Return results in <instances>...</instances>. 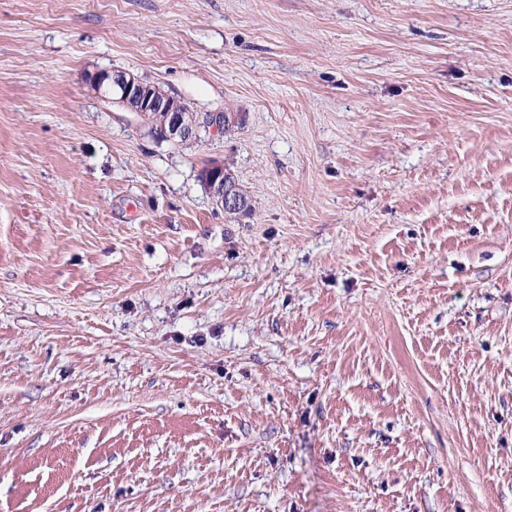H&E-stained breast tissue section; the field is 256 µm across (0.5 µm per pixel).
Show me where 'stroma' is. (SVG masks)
Here are the masks:
<instances>
[{
	"label": "stroma",
	"mask_w": 512,
	"mask_h": 512,
	"mask_svg": "<svg viewBox=\"0 0 512 512\" xmlns=\"http://www.w3.org/2000/svg\"><path fill=\"white\" fill-rule=\"evenodd\" d=\"M0 512H512V0H0ZM92 90L105 102L117 104L140 116L151 114L155 133L162 139L183 142L200 139L206 129L210 134H229L242 122L233 112H197L181 98L167 93L157 85H149L138 77L122 72L96 71L87 77ZM240 121V122H239ZM228 172V178L236 182L230 171L224 168V164L218 162H214L203 169L200 178L205 188L212 195L216 205L224 209L225 213L236 212L241 214L245 210V205L235 187L231 186L225 178Z\"/></svg>",
	"instance_id": "1"
}]
</instances>
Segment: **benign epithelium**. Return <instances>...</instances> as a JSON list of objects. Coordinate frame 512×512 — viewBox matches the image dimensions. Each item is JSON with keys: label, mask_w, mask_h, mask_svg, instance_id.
Instances as JSON below:
<instances>
[{"label": "benign epithelium", "mask_w": 512, "mask_h": 512, "mask_svg": "<svg viewBox=\"0 0 512 512\" xmlns=\"http://www.w3.org/2000/svg\"><path fill=\"white\" fill-rule=\"evenodd\" d=\"M87 82L102 100L140 116L152 115L155 133L166 140H198L203 129L211 134H222L225 127L241 121L237 114L225 110L197 112L180 98L122 71H96L87 77ZM227 173L224 164L214 162L202 170L200 178L216 205L227 214H240L245 205L235 187L226 179Z\"/></svg>", "instance_id": "1"}]
</instances>
